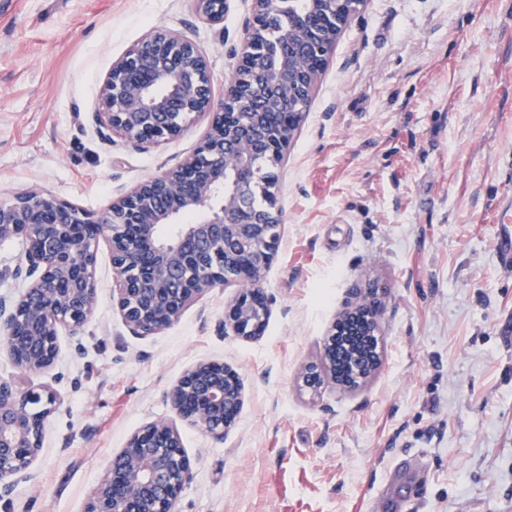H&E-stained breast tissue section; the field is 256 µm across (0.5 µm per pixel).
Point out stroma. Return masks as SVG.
<instances>
[{
    "instance_id": "35a3bbf8",
    "label": "stroma",
    "mask_w": 512,
    "mask_h": 512,
    "mask_svg": "<svg viewBox=\"0 0 512 512\" xmlns=\"http://www.w3.org/2000/svg\"><path fill=\"white\" fill-rule=\"evenodd\" d=\"M252 0L224 22L192 0H0V197L37 186L98 212L190 155L208 127L139 150L105 140L93 114L114 60L166 27L206 54L223 98ZM281 245L261 286V335L222 333L240 285L138 336L112 303L99 240L97 305L82 353L59 335L54 367L32 376L60 404L36 476L0 512H84L114 454L143 424L180 431L193 464L182 512H379L426 482L424 512H512V268L497 255L512 224V0H367L342 31L279 172ZM381 297V365L361 388L297 378L362 288ZM201 361L240 373L244 403L223 441L176 415L166 394Z\"/></svg>"
}]
</instances>
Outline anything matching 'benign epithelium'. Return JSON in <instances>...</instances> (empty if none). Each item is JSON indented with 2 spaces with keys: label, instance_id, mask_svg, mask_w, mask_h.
<instances>
[{
  "label": "benign epithelium",
  "instance_id": "benign-epithelium-1",
  "mask_svg": "<svg viewBox=\"0 0 512 512\" xmlns=\"http://www.w3.org/2000/svg\"><path fill=\"white\" fill-rule=\"evenodd\" d=\"M211 24L224 21L227 0H193ZM298 44L288 34L263 44L264 24L286 0H253V18L236 52L238 63L224 99L213 96L206 56L188 36L154 28L112 63L103 79L94 121L141 149L180 137L198 117L210 119L207 133L180 164L147 177L94 213L32 187L0 200V241L20 239L25 252L15 277L27 286L14 298L0 296V349L21 375L55 364L59 331L76 347L97 303L96 243L105 237L112 251V296L125 324L140 336L177 322L203 294L238 278L241 293L224 317L236 336H254L269 315L261 288L264 272L279 249L283 221L278 196L251 205L258 184L273 183L278 166L300 129L336 39L340 0H318ZM315 58L297 87L288 84V56ZM176 225L173 235L160 227ZM379 291L358 297L340 321L353 336L380 335ZM336 332L324 341L323 366L302 373L306 387L336 380ZM365 360L354 358L339 385L351 389L380 366L374 341ZM175 412L209 437L222 441L244 399L239 373L216 362H200L172 386ZM59 404L48 386L18 378L0 379V497L31 477L43 447L45 423ZM193 477L179 430L166 420L138 428L112 457L85 512H181V497Z\"/></svg>",
  "mask_w": 512,
  "mask_h": 512
}]
</instances>
